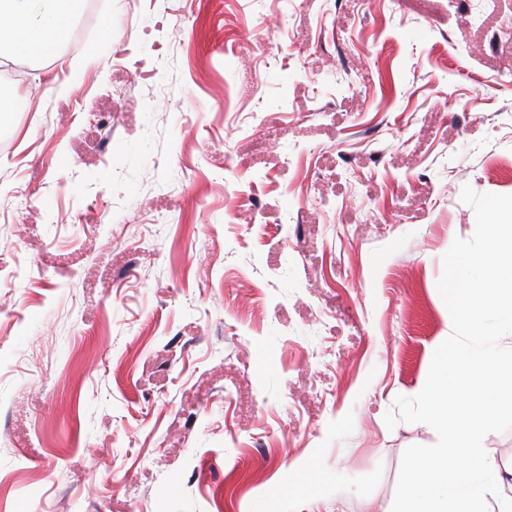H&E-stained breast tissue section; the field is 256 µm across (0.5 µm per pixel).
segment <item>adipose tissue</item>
Instances as JSON below:
<instances>
[{
    "mask_svg": "<svg viewBox=\"0 0 512 512\" xmlns=\"http://www.w3.org/2000/svg\"><path fill=\"white\" fill-rule=\"evenodd\" d=\"M86 0H0V57L13 59L38 55L59 58L72 21L83 12Z\"/></svg>",
    "mask_w": 512,
    "mask_h": 512,
    "instance_id": "adipose-tissue-1",
    "label": "adipose tissue"
}]
</instances>
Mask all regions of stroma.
<instances>
[{"label":"stroma","instance_id":"35a3bbf8","mask_svg":"<svg viewBox=\"0 0 512 512\" xmlns=\"http://www.w3.org/2000/svg\"><path fill=\"white\" fill-rule=\"evenodd\" d=\"M96 2L0 125V512H390L512 0Z\"/></svg>","mask_w":512,"mask_h":512}]
</instances>
